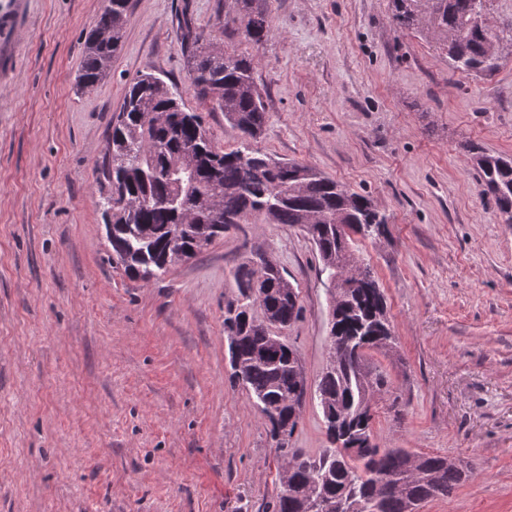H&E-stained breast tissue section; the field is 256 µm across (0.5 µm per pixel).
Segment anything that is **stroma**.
Segmentation results:
<instances>
[{"instance_id":"obj_1","label":"stroma","mask_w":512,"mask_h":512,"mask_svg":"<svg viewBox=\"0 0 512 512\" xmlns=\"http://www.w3.org/2000/svg\"><path fill=\"white\" fill-rule=\"evenodd\" d=\"M104 0H0V512H267L279 490L267 425L229 379L224 304L255 254L303 306L284 335L309 381L328 362L327 276L302 232L252 219L197 257L129 279L112 260L96 165L128 83H178L212 141L240 137L188 80L184 35L249 57L267 120L255 147L368 196L387 231L356 243L397 345L369 368L383 448L470 462L419 512H512V226L466 147L512 154V54L453 69L392 0H266L260 44L220 27L224 0H132L103 80L78 91ZM294 447L326 445L307 399Z\"/></svg>"}]
</instances>
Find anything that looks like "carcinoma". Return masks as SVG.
Instances as JSON below:
<instances>
[{
    "mask_svg": "<svg viewBox=\"0 0 512 512\" xmlns=\"http://www.w3.org/2000/svg\"><path fill=\"white\" fill-rule=\"evenodd\" d=\"M262 0H225L224 25L256 44L270 31ZM394 21L442 47L461 72L483 75L493 47H512V27L492 29L482 21L487 0H393ZM130 0H104L85 44L76 86L94 87L122 48ZM188 77L197 97L240 134L237 147L212 142L201 117L187 110L178 85L152 73L130 81L112 115L107 151L96 167L98 205L112 259L132 279L194 258L231 226L250 218L296 226L312 241L335 292L331 318L338 334L328 338L334 365L315 385L328 446L317 455L293 447L299 421L294 405L305 401L304 368L298 351L273 329L294 323L299 296L282 268L255 264L238 268L237 296L224 307L230 379L253 400L270 424L281 489L271 512H305L316 494L315 512H417L432 499L449 496L471 474L464 462L429 453L373 444L369 457L347 449L373 440L372 405L391 382L358 365L368 351L387 349L395 337L387 301L369 267L358 262L351 235L374 239L388 216L365 196L316 167L284 161L252 146L266 121V105L245 56L214 46L212 34L188 33ZM482 195L491 198L512 225V156L469 144ZM262 316H257L256 312ZM393 479L401 487L386 493Z\"/></svg>",
    "mask_w": 512,
    "mask_h": 512,
    "instance_id": "obj_1",
    "label": "carcinoma"
}]
</instances>
